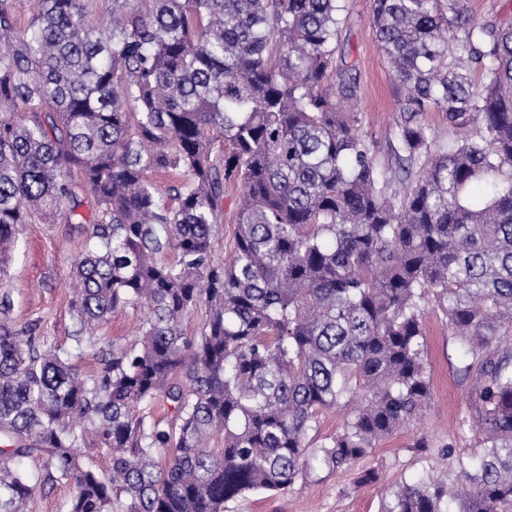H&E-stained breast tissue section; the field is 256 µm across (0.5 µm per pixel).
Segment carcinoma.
I'll list each match as a JSON object with an SVG mask.
<instances>
[{"mask_svg": "<svg viewBox=\"0 0 512 512\" xmlns=\"http://www.w3.org/2000/svg\"><path fill=\"white\" fill-rule=\"evenodd\" d=\"M349 9L122 0L100 24L92 0H0V512L41 485L14 468L27 457L73 487L66 512H224L309 479L310 457L347 466L428 407V306L468 357L482 451L448 445V478L403 482L381 512H512V27L477 22L468 0H371L403 89L384 167L338 101L356 92L336 65ZM74 168L94 202L76 350L138 312L136 339L89 375L11 320L20 227L75 216ZM159 173L178 175L165 196ZM93 447L112 449L110 477ZM237 197V190L231 188L228 196L224 200V224L219 227L214 242V254L219 258H224L231 254L235 242V198Z\"/></svg>", "mask_w": 512, "mask_h": 512, "instance_id": "obj_1", "label": "carcinoma"}]
</instances>
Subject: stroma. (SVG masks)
<instances>
[{"instance_id":"obj_1","label":"stroma","mask_w":512,"mask_h":512,"mask_svg":"<svg viewBox=\"0 0 512 512\" xmlns=\"http://www.w3.org/2000/svg\"><path fill=\"white\" fill-rule=\"evenodd\" d=\"M338 50L357 83L356 106L364 134L377 145V157L390 163L386 137L395 117L402 89L380 52L373 35L370 0H353L343 24ZM93 203L83 196L75 223L39 222L23 225L9 268L12 318L17 326L36 325L44 343L73 349L71 317L72 267L84 251L83 224L92 218ZM135 313L119 310L100 327L95 347L74 356L73 364L91 374L100 367L103 354L113 345L132 340ZM428 366L432 401L420 421L381 442L372 452L350 466L328 470L315 466L308 481L281 492L252 493L230 501L226 512H380L386 488L411 481L425 471L447 473L445 445L474 452L476 430L468 400L469 380L462 369L468 359L449 332L441 313L425 315ZM427 447H420V440ZM377 470V483L363 485L367 470Z\"/></svg>"}]
</instances>
